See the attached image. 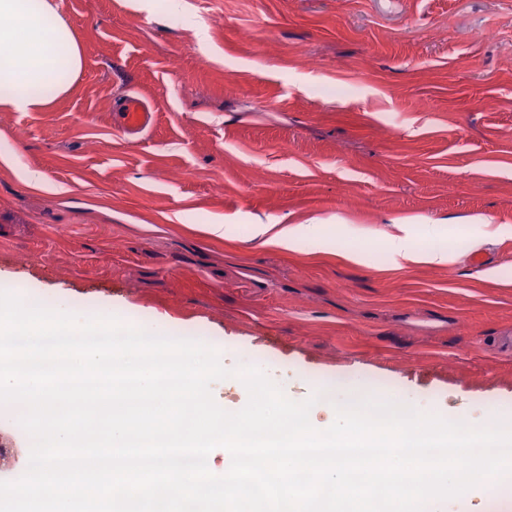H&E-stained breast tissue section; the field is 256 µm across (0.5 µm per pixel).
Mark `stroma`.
I'll return each mask as SVG.
<instances>
[{
  "instance_id": "1",
  "label": "stroma",
  "mask_w": 512,
  "mask_h": 512,
  "mask_svg": "<svg viewBox=\"0 0 512 512\" xmlns=\"http://www.w3.org/2000/svg\"><path fill=\"white\" fill-rule=\"evenodd\" d=\"M55 2L84 67L46 111L0 112V153L53 186L0 163V281L201 337L296 402L512 417V239L478 241L481 219L512 225V0H181L180 21ZM128 94L163 105L136 145L112 125ZM336 217L364 263L254 235ZM408 217L451 266L389 268Z\"/></svg>"
}]
</instances>
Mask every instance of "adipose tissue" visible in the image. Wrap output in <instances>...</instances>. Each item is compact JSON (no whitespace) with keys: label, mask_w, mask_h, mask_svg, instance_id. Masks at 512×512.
I'll list each match as a JSON object with an SVG mask.
<instances>
[{"label":"adipose tissue","mask_w":512,"mask_h":512,"mask_svg":"<svg viewBox=\"0 0 512 512\" xmlns=\"http://www.w3.org/2000/svg\"><path fill=\"white\" fill-rule=\"evenodd\" d=\"M82 68L81 46L54 0H0V111H44L71 90ZM256 236L261 245L296 252L326 231L315 221L261 224ZM385 250L395 270L454 261L452 252L425 246L406 228L386 240Z\"/></svg>","instance_id":"ef3b65f1"}]
</instances>
